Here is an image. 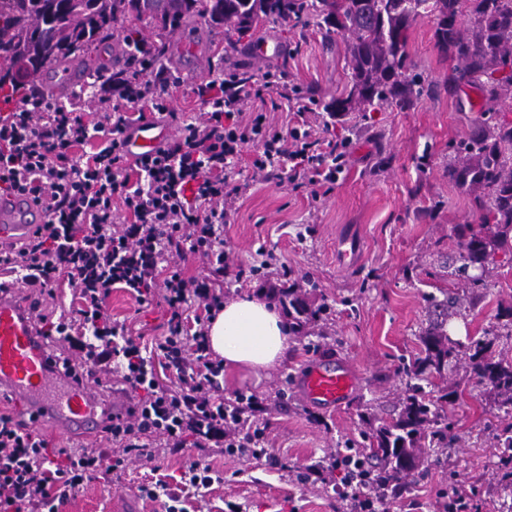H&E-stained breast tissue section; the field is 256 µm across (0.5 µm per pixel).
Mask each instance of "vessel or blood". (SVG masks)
<instances>
[{"instance_id":"obj_1","label":"vessel or blood","mask_w":512,"mask_h":512,"mask_svg":"<svg viewBox=\"0 0 512 512\" xmlns=\"http://www.w3.org/2000/svg\"><path fill=\"white\" fill-rule=\"evenodd\" d=\"M173 130L166 118L152 117L131 125L123 135V151L132 162L155 156L170 142ZM44 219V208L21 194L0 195V241L25 238ZM48 355L23 306L0 292V394L11 393L18 415L39 420L54 417L60 434L81 433L101 439L106 415L96 410L89 388L73 385L57 389ZM355 388L346 367L315 362L299 378V390L310 404L333 408Z\"/></svg>"}]
</instances>
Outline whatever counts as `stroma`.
Listing matches in <instances>:
<instances>
[{
    "label": "stroma",
    "mask_w": 512,
    "mask_h": 512,
    "mask_svg": "<svg viewBox=\"0 0 512 512\" xmlns=\"http://www.w3.org/2000/svg\"><path fill=\"white\" fill-rule=\"evenodd\" d=\"M264 36L280 40L285 54L253 57L250 46ZM184 37L194 52H177ZM167 40L174 52L159 89L181 122L199 115L202 105L193 90L220 69L258 79L280 69L290 84L323 102L345 95L351 83L344 40L326 42L312 24L260 23L244 37V50L234 53L224 49L223 29L201 19ZM408 51L434 83L431 95L407 112L388 105L367 118L351 113L319 128L318 137L345 145L348 165L335 183L297 188L244 169L241 178L249 187L224 227V250L234 263L264 268L260 277L226 278L225 299L252 294L284 314L282 299L293 287L311 307L330 308L290 335L286 357L273 368L224 371L225 397L241 391L265 406L268 445L283 468L227 456L219 448H147L129 457L122 478L100 471L79 492L55 502V512H120L128 491L160 479L176 484L192 463L212 468L220 480L207 489L182 487L184 512H347L343 474L334 459L346 445L362 446L363 416L388 417L402 400V367L416 356L432 319L426 294L452 297L447 329L456 347L487 339L495 355L512 361V327L497 317L500 308L512 307V250L489 260L482 287L454 273L457 233L478 224L479 214L472 195L449 181L448 166L455 160L454 142L474 127L477 95L468 87H449L453 62L435 44L432 18L411 24ZM107 65L121 68V54L108 64L99 52L88 54L83 79L71 93L80 96L84 111H97L106 98L95 76ZM71 95L62 96V103ZM104 307L143 345L167 333L161 298L142 304L127 289L115 288ZM319 358L346 365L356 378L353 396L339 409L315 407L295 388L299 373ZM472 383L466 361L449 365L447 387L457 398L444 412L453 425V445L439 461L424 463L410 492L389 502V512H445L442 492L452 483L467 491L469 512H512V486L502 480L497 439L506 419ZM317 464L325 468L321 478L297 481L298 471Z\"/></svg>",
    "instance_id": "1"
}]
</instances>
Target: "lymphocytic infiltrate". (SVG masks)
<instances>
[{
    "mask_svg": "<svg viewBox=\"0 0 512 512\" xmlns=\"http://www.w3.org/2000/svg\"><path fill=\"white\" fill-rule=\"evenodd\" d=\"M153 69L147 58L119 80L99 72L98 82L117 91L121 104L102 102L91 121L77 105L39 101L0 115V193L29 195L46 211L26 242L0 247V264L10 266L21 287L51 295L62 282L79 299L77 311L39 331L68 345L66 356L52 360L57 375L80 385L117 375L139 393L126 415H113L108 448L53 454L38 432L0 413V512H47L99 470L121 473L128 455L151 437L170 448L189 442L281 465L258 419L262 402L242 392L225 399L224 361L209 348L206 320L224 306L217 279L229 270L239 279L260 273L256 266L231 269L224 226L243 189L236 175L245 145L259 146L254 172L297 186L335 182L346 163L344 146L315 138L310 102L281 77L268 73L257 83L220 72L195 90L206 108L202 121L184 124L156 157L128 164L122 134L133 114L168 110ZM272 87L296 116L284 132L271 128L265 113L242 116L245 100H263ZM92 137L100 141L95 152L75 153ZM190 254L205 258L204 274H184ZM116 286L142 303L160 293L167 305L168 333L151 350L105 315L103 304ZM195 305L203 313L190 332L185 323ZM159 356L176 373L173 387L157 380Z\"/></svg>",
    "mask_w": 512,
    "mask_h": 512,
    "instance_id": "f902f5d3",
    "label": "lymphocytic infiltrate"
}]
</instances>
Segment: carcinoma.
Masks as SVG:
<instances>
[{
    "label": "carcinoma",
    "mask_w": 512,
    "mask_h": 512,
    "mask_svg": "<svg viewBox=\"0 0 512 512\" xmlns=\"http://www.w3.org/2000/svg\"><path fill=\"white\" fill-rule=\"evenodd\" d=\"M468 11L471 28L459 27ZM434 16L438 48L456 60L448 83L471 86L481 93L482 106L472 132L453 144L460 161L448 166V176L468 192H483L479 200L482 224L460 233L459 272L484 268L499 249L512 248V126L495 118L502 92L512 87V75L489 82L487 75L512 65V0H0V58L25 63L11 78H0V96L16 98L28 84H39L48 70L63 71L103 39H114L112 24L132 18L173 33L201 18L243 38L261 20H315L324 37L341 36L351 68L346 95L324 104L340 117L348 112H372L385 105L401 111L413 108L428 93L430 82L408 62L407 31L422 16ZM438 321L420 337L421 350L406 367V391L388 421L366 419L369 454L351 461L352 477L365 487L383 490L388 500L410 492L412 477L424 464L422 443L448 448V418L441 402L426 391L432 378L444 377L448 363L458 358L448 344L443 320L448 300L429 295ZM323 304L311 309L288 290L292 331L327 313ZM492 342L473 341L466 356L475 387L493 396L512 416V362L498 359Z\"/></svg>",
    "instance_id": "carcinoma-1"
}]
</instances>
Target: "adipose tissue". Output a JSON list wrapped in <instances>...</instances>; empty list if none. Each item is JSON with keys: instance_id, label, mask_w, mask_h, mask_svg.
<instances>
[{"instance_id": "obj_1", "label": "adipose tissue", "mask_w": 512, "mask_h": 512, "mask_svg": "<svg viewBox=\"0 0 512 512\" xmlns=\"http://www.w3.org/2000/svg\"><path fill=\"white\" fill-rule=\"evenodd\" d=\"M290 329L274 305L244 295L225 303L209 325L211 350L232 368L268 369L288 350Z\"/></svg>"}]
</instances>
